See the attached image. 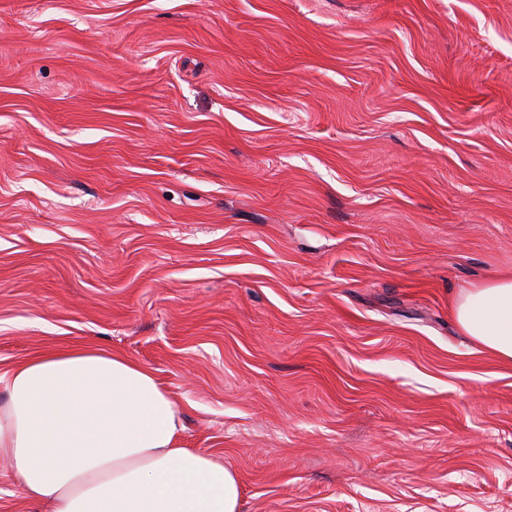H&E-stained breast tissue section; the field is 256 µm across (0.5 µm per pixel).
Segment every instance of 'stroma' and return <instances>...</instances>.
I'll return each instance as SVG.
<instances>
[{"instance_id":"obj_1","label":"stroma","mask_w":512,"mask_h":512,"mask_svg":"<svg viewBox=\"0 0 512 512\" xmlns=\"http://www.w3.org/2000/svg\"><path fill=\"white\" fill-rule=\"evenodd\" d=\"M512 0H0V371L149 369L244 512H512ZM464 336L499 361L512 363V274H498L463 288L451 301Z\"/></svg>"}]
</instances>
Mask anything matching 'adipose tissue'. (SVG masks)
<instances>
[{"label": "adipose tissue", "mask_w": 512, "mask_h": 512, "mask_svg": "<svg viewBox=\"0 0 512 512\" xmlns=\"http://www.w3.org/2000/svg\"><path fill=\"white\" fill-rule=\"evenodd\" d=\"M463 335L512 363V274L451 301ZM179 409L146 368L97 347L0 371V459L47 512H242L237 473L185 447Z\"/></svg>", "instance_id": "adipose-tissue-1"}]
</instances>
